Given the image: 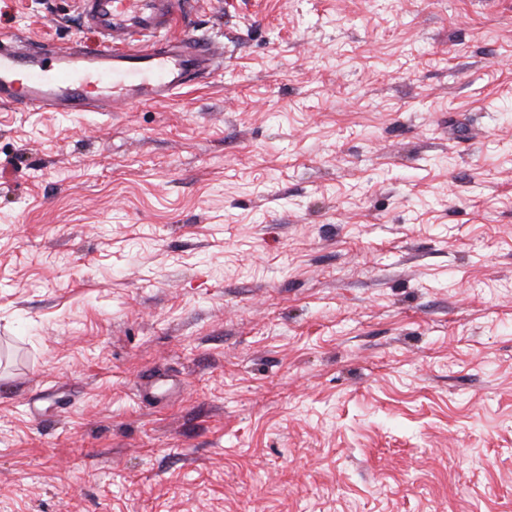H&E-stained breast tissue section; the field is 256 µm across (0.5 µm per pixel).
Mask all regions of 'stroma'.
I'll list each match as a JSON object with an SVG mask.
<instances>
[{
  "label": "stroma",
  "instance_id": "35a3bbf8",
  "mask_svg": "<svg viewBox=\"0 0 512 512\" xmlns=\"http://www.w3.org/2000/svg\"><path fill=\"white\" fill-rule=\"evenodd\" d=\"M190 29L178 102L0 104V512H512V0ZM143 384V397L151 400L166 398L176 391V384H169V379L163 375H149Z\"/></svg>",
  "mask_w": 512,
  "mask_h": 512
}]
</instances>
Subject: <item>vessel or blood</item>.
Returning <instances> with one entry per match:
<instances>
[{
  "label": "vessel or blood",
  "instance_id": "b4317fda",
  "mask_svg": "<svg viewBox=\"0 0 512 512\" xmlns=\"http://www.w3.org/2000/svg\"><path fill=\"white\" fill-rule=\"evenodd\" d=\"M99 48L47 49L0 36V103L20 112H120L135 102L164 103L208 84L224 65L216 42L178 31L193 0H79ZM165 376H148L143 395L174 393Z\"/></svg>",
  "mask_w": 512,
  "mask_h": 512
}]
</instances>
